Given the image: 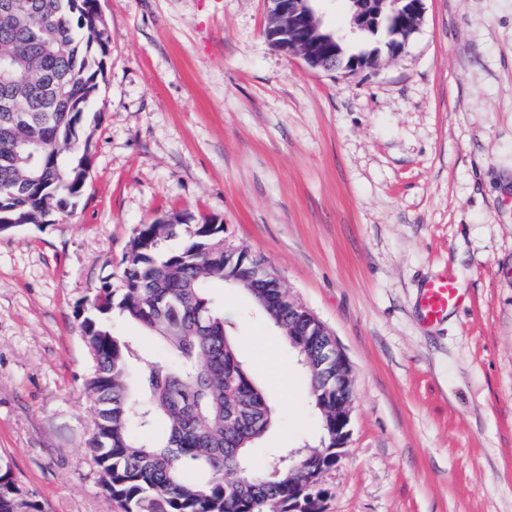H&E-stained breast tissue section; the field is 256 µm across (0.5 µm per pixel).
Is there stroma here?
Wrapping results in <instances>:
<instances>
[{"label": "stroma", "instance_id": "obj_1", "mask_svg": "<svg viewBox=\"0 0 512 512\" xmlns=\"http://www.w3.org/2000/svg\"><path fill=\"white\" fill-rule=\"evenodd\" d=\"M99 6L83 195L72 216L0 234V460L37 512H121L84 448L81 314L165 215L223 225L344 352L351 439L320 478L325 512H512V0H426L405 52L354 75L272 46L268 0ZM445 269L468 301L423 328L420 288ZM223 294L251 378L290 380L261 468L319 418L280 330Z\"/></svg>", "mask_w": 512, "mask_h": 512}]
</instances>
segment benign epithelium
Listing matches in <instances>:
<instances>
[{
    "instance_id": "1",
    "label": "benign epithelium",
    "mask_w": 512,
    "mask_h": 512,
    "mask_svg": "<svg viewBox=\"0 0 512 512\" xmlns=\"http://www.w3.org/2000/svg\"><path fill=\"white\" fill-rule=\"evenodd\" d=\"M273 9L268 19L265 35L278 50L296 55L313 69L341 70L356 74L376 66L382 54L400 55L410 37L419 29L424 12V0H353L352 31L376 32L385 29L387 36L383 48L362 56L344 59L341 45L336 39L321 31V23L304 9L301 0H272ZM233 271V281L262 280L274 289L269 296H260L259 304L269 314L288 310V337L300 341L302 348H315L312 369L331 383L336 402L328 408L331 424L336 427V460L346 454L350 439L351 369L329 329L308 309L291 300L282 287L279 277L270 273L265 260L251 253L240 254L235 249L224 248V271ZM326 466L306 469L300 464L288 465V512H323L320 507L322 492L317 490L319 475Z\"/></svg>"
}]
</instances>
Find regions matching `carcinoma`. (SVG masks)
<instances>
[{"label": "carcinoma", "instance_id": "obj_1", "mask_svg": "<svg viewBox=\"0 0 512 512\" xmlns=\"http://www.w3.org/2000/svg\"><path fill=\"white\" fill-rule=\"evenodd\" d=\"M98 0H0V57L12 63L6 86L20 121L0 112V224H50L73 212L91 163L88 111L107 51ZM184 238L178 248L167 242ZM221 224H141L117 283L94 288L82 320L96 399L87 448L106 494L122 512H288V470L251 466V448L272 425L266 390L247 373L224 324ZM156 336L163 353L120 336L112 315ZM312 406L322 381L304 367ZM329 443L320 416L317 444ZM21 488L0 466V512Z\"/></svg>", "mask_w": 512, "mask_h": 512}]
</instances>
